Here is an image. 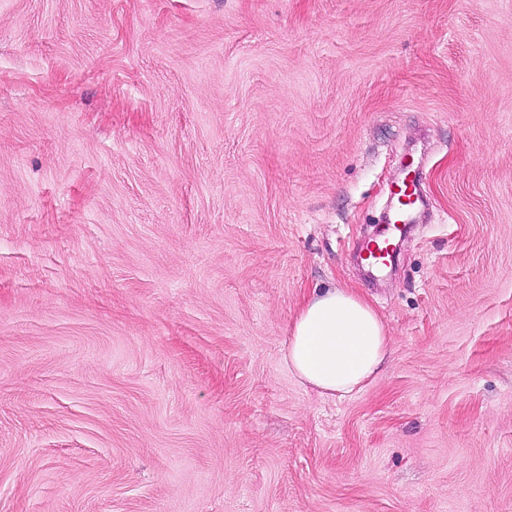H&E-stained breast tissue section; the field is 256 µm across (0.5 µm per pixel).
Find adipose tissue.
Masks as SVG:
<instances>
[{"label": "adipose tissue", "instance_id": "obj_1", "mask_svg": "<svg viewBox=\"0 0 512 512\" xmlns=\"http://www.w3.org/2000/svg\"><path fill=\"white\" fill-rule=\"evenodd\" d=\"M387 341L382 319L364 297L351 288L331 287L299 305L284 361L302 384L345 396L378 375Z\"/></svg>", "mask_w": 512, "mask_h": 512}]
</instances>
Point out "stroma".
<instances>
[{
  "label": "stroma",
  "instance_id": "35a3bbf8",
  "mask_svg": "<svg viewBox=\"0 0 512 512\" xmlns=\"http://www.w3.org/2000/svg\"><path fill=\"white\" fill-rule=\"evenodd\" d=\"M0 512H512V0H0ZM290 326L284 361L302 384L324 395L361 390L379 374L387 356L384 323L353 288L311 293Z\"/></svg>",
  "mask_w": 512,
  "mask_h": 512
}]
</instances>
